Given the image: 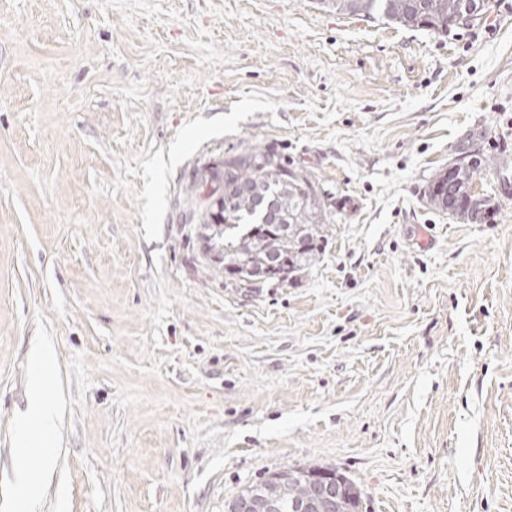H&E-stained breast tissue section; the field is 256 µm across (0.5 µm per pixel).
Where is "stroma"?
I'll list each match as a JSON object with an SVG mask.
<instances>
[{
	"mask_svg": "<svg viewBox=\"0 0 512 512\" xmlns=\"http://www.w3.org/2000/svg\"><path fill=\"white\" fill-rule=\"evenodd\" d=\"M445 33L318 0H0V512H224L287 465L362 512H512V0ZM253 146L313 175L290 282L204 259L197 174ZM497 206L429 204L461 152ZM55 347L52 475L18 457ZM13 496L15 500L23 503V512H39L38 500L31 491L28 474L23 469L16 472Z\"/></svg>",
	"mask_w": 512,
	"mask_h": 512,
	"instance_id": "1",
	"label": "stroma"
}]
</instances>
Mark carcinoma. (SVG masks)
Masks as SVG:
<instances>
[{
	"instance_id": "1",
	"label": "carcinoma",
	"mask_w": 512,
	"mask_h": 512,
	"mask_svg": "<svg viewBox=\"0 0 512 512\" xmlns=\"http://www.w3.org/2000/svg\"><path fill=\"white\" fill-rule=\"evenodd\" d=\"M339 13L383 19L404 27L446 32L448 20L460 13L461 0H322ZM459 186L448 185L447 171L435 173L427 199L435 208L451 210L475 223L497 211L494 201L474 193V173H462ZM208 179L224 185L202 208L199 242L202 254L218 272L231 274L237 288H251L247 271L268 270L269 278L288 282L322 255L330 219L311 177L288 168L275 153L261 147L224 160L208 170ZM339 482V512H360L362 492L334 468L288 466L244 488L242 498L261 503L274 499L280 512H299L292 504L308 500L311 486Z\"/></svg>"
}]
</instances>
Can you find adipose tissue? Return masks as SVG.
I'll use <instances>...</instances> for the list:
<instances>
[{"instance_id":"ef3b65f1","label":"adipose tissue","mask_w":512,"mask_h":512,"mask_svg":"<svg viewBox=\"0 0 512 512\" xmlns=\"http://www.w3.org/2000/svg\"><path fill=\"white\" fill-rule=\"evenodd\" d=\"M26 410L15 424L14 440L20 448L37 447L44 460H52L60 431L55 400L56 379L53 348L44 340L32 344Z\"/></svg>"}]
</instances>
